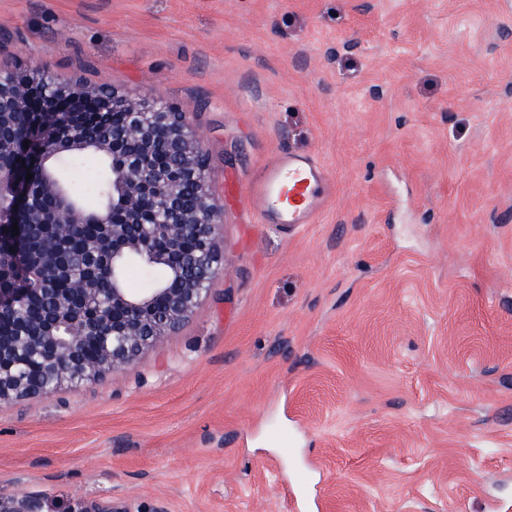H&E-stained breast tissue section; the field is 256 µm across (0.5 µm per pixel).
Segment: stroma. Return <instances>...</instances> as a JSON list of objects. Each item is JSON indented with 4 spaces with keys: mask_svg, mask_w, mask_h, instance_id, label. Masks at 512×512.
I'll list each match as a JSON object with an SVG mask.
<instances>
[{
    "mask_svg": "<svg viewBox=\"0 0 512 512\" xmlns=\"http://www.w3.org/2000/svg\"><path fill=\"white\" fill-rule=\"evenodd\" d=\"M27 63L187 112L225 268L134 367L0 404V496L512 512V0H0ZM283 153L329 184L291 230ZM326 178L314 160L284 154L266 169L253 194L263 215L292 227L312 223L323 201Z\"/></svg>",
    "mask_w": 512,
    "mask_h": 512,
    "instance_id": "35a3bbf8",
    "label": "stroma"
}]
</instances>
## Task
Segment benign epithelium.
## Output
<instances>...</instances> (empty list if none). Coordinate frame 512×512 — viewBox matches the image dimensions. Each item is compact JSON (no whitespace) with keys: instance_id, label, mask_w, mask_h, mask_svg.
<instances>
[{"instance_id":"1","label":"benign epithelium","mask_w":512,"mask_h":512,"mask_svg":"<svg viewBox=\"0 0 512 512\" xmlns=\"http://www.w3.org/2000/svg\"><path fill=\"white\" fill-rule=\"evenodd\" d=\"M88 112H121L125 119L103 132L86 121ZM29 141L28 148L19 144ZM92 147L110 160L112 196L87 208L67 194L63 161ZM163 151L173 173L159 175L152 163ZM39 168L34 186L22 162ZM193 187L188 206L184 186ZM0 237L23 225L39 244L35 254H0V321L14 324L0 335V404L77 388L108 371L133 367L142 352L183 324L212 281L224 272V252L215 228L210 165L202 134L188 113L160 96L134 99L109 86H88L53 77L0 78ZM87 236L73 254L67 243ZM41 288H3L16 266ZM154 273V288L126 287L128 267ZM67 280L69 288L54 284ZM49 300L47 313L26 321L19 304ZM96 353L89 358L88 344ZM0 512H42L39 498L0 500ZM71 512H127L108 498L79 497Z\"/></svg>"}]
</instances>
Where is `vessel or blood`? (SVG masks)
<instances>
[{
	"mask_svg": "<svg viewBox=\"0 0 512 512\" xmlns=\"http://www.w3.org/2000/svg\"><path fill=\"white\" fill-rule=\"evenodd\" d=\"M326 178L314 160L284 154L266 169L253 194L262 214L292 227L312 223L319 211Z\"/></svg>",
	"mask_w": 512,
	"mask_h": 512,
	"instance_id": "b4317fda",
	"label": "vessel or blood"
}]
</instances>
